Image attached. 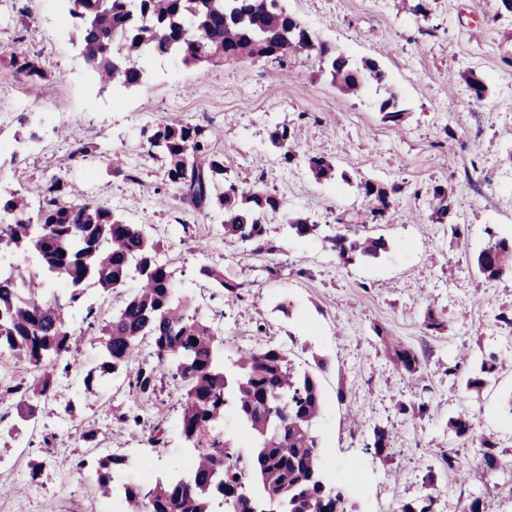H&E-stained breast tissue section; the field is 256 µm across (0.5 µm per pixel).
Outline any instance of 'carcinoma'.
<instances>
[{
	"mask_svg": "<svg viewBox=\"0 0 512 512\" xmlns=\"http://www.w3.org/2000/svg\"><path fill=\"white\" fill-rule=\"evenodd\" d=\"M86 63L100 82L134 88L145 81L142 61L150 56L179 57L187 67L214 61L271 58L277 63L291 54L315 55L322 71L348 92L374 85L386 96L379 104L383 119L396 122L404 112L398 96L384 82L378 63H359L324 50V41L295 16L285 19L283 0H64ZM17 71L36 82L47 74L22 51H11ZM298 129L277 124L269 142L283 165L299 162L295 147ZM148 155L164 160L169 183L180 191L187 211L208 208L224 212V236L271 254L266 225L284 219L286 234L298 239L314 236L319 224L306 213L290 214L284 202L258 189V176L246 189L224 178V156L216 154L199 125L170 122L153 127L146 137ZM317 182L341 179L333 160L316 153L304 158ZM358 189L366 203L357 224L389 222L390 198L403 194L404 184L388 186L362 181ZM45 206L37 218L28 214L24 194L0 200V354L39 371L28 384L0 372V399L14 402L16 415L35 421L53 397L56 375L74 374L81 381L79 396H93L102 379L123 368V381L132 402L117 420L133 433L150 431L154 447L166 444L163 422L149 424L146 406L165 377L175 382L180 418L176 427L184 447L191 449L190 469L166 479H132L114 493L112 475L131 470L124 455L98 461L96 487L114 512H215L214 500L226 512H352L344 492L328 483L319 452L315 423L322 397L314 370L289 358L277 347L243 351L233 360L235 373L226 371L224 341L211 328L208 316L184 294L166 264L157 259L159 241L127 223L108 208L70 199L72 192L57 176L40 188ZM432 219H448V189L432 190ZM490 237L477 255L480 274L499 279L512 270V240L487 231ZM344 263L357 258L377 259L388 243L346 229L328 237ZM18 250L22 263L4 261ZM197 277L239 299L243 286L213 265H201ZM62 282L64 288L56 287ZM126 295L108 321L102 320L87 289ZM97 332V366L84 370L79 361L85 332ZM394 363L408 377L420 374L421 361L410 348L392 347ZM495 353L482 363L484 376L467 378L466 390L479 391L494 370ZM232 411L252 440L246 459L224 434V414ZM458 437L473 429L470 417L448 421ZM485 468H498L497 442L479 440ZM367 447L382 459L389 454V437L376 428ZM434 497L426 495L402 504L399 512H433Z\"/></svg>",
	"mask_w": 512,
	"mask_h": 512,
	"instance_id": "cac0c4a2",
	"label": "carcinoma"
}]
</instances>
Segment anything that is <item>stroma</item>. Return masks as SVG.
I'll return each instance as SVG.
<instances>
[{"instance_id":"obj_1","label":"stroma","mask_w":512,"mask_h":512,"mask_svg":"<svg viewBox=\"0 0 512 512\" xmlns=\"http://www.w3.org/2000/svg\"><path fill=\"white\" fill-rule=\"evenodd\" d=\"M424 3L425 13L414 7ZM321 40L355 60L373 58L387 70L406 112L396 123L383 121L379 91H341L321 75L315 58L288 59L287 74L262 58L217 62L203 68L179 58L148 59L144 87L126 90L102 85L83 59L66 18L63 0H0V196L29 192L30 211L41 197L33 189L58 174L59 162L78 146L92 151L67 171L82 199L92 200L142 224L160 239L159 256L186 291L195 293L210 317H223L217 331L228 352L273 343L297 362L322 359L319 371L324 411L317 422L321 453L331 481L343 489L357 512H397L424 495L435 512H461L478 497L486 512H512V414L503 406L512 395V334L497 327L499 308L512 306V274L498 280L479 275L474 261L488 231L512 237V12L499 0H285ZM23 47L48 79L34 83L12 66L8 53ZM480 76L489 92L474 101L464 81ZM310 121H302V114ZM205 127L231 174L264 173V187L290 211L306 212L319 224H339L364 204L355 188L340 181L315 182L301 165L280 166L268 142L274 124H302L299 153L335 158L354 179L407 191L391 208V221L369 226L383 237L380 258L340 264L322 239L284 238L278 223L269 235L278 251L253 254L225 237L218 213L193 214V237L172 221L184 211L161 159L147 156L141 129L160 122ZM454 128L448 139L446 128ZM121 152L140 173L133 183L113 175L108 164ZM447 187L452 213L444 224L431 219L433 185ZM243 282L249 302L197 288L194 272L203 255ZM278 266L270 275L269 266ZM288 312H280V302ZM447 319L439 333L426 329L428 312ZM267 324L256 335V322ZM415 350L422 362L412 382L388 359L385 344ZM478 370L484 352L498 354L492 382L465 393L464 377L449 375L460 350ZM56 395L44 422L55 433L42 451L29 434L11 439L8 465L0 467V512H102L96 498L94 461L115 451L146 458L154 476L180 466L183 456L175 427L174 395L161 392L150 417L166 419L168 444L148 445L143 434L122 431L115 418L132 398L119 381L96 396L77 399L74 378L58 377ZM81 408L63 410L72 400ZM422 401V416L403 414L400 403ZM467 411L475 439L457 438L448 420ZM93 425L99 445L85 447L81 428ZM385 429L392 454L367 461L365 445L373 428ZM494 434L501 465L486 470L476 438ZM457 450L466 479L445 468L442 455ZM87 460L78 469L79 460ZM40 462L30 476L27 465Z\"/></svg>"}]
</instances>
